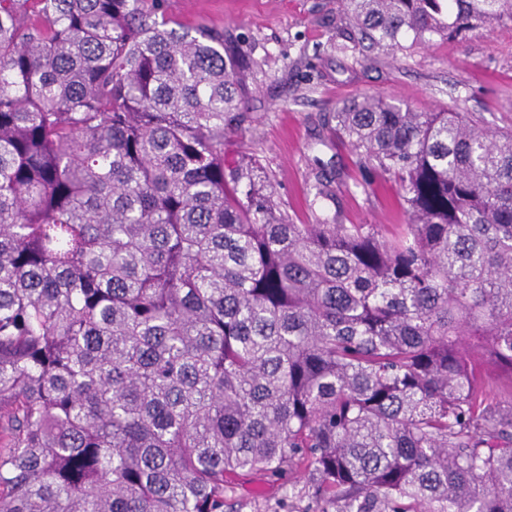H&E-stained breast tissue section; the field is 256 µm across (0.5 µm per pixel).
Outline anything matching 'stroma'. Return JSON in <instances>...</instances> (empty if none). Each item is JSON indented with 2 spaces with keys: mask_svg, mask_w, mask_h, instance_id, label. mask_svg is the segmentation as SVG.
I'll return each mask as SVG.
<instances>
[{
  "mask_svg": "<svg viewBox=\"0 0 512 512\" xmlns=\"http://www.w3.org/2000/svg\"><path fill=\"white\" fill-rule=\"evenodd\" d=\"M181 26L223 31L250 59L245 119L224 141V157L256 163L296 223L343 213L351 224H400L403 203L392 179L371 174L372 188L339 189L314 201L316 163L354 174L347 147L321 120L361 94L394 97L425 111L480 113L490 127L512 125V22L455 40L433 38L403 51H348L341 0H166ZM283 489L258 476L237 481L240 512H274Z\"/></svg>",
  "mask_w": 512,
  "mask_h": 512,
  "instance_id": "stroma-1",
  "label": "stroma"
}]
</instances>
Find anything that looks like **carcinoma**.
Returning a JSON list of instances; mask_svg holds the SVG:
<instances>
[{
    "label": "carcinoma",
    "instance_id": "cac0c4a2",
    "mask_svg": "<svg viewBox=\"0 0 512 512\" xmlns=\"http://www.w3.org/2000/svg\"><path fill=\"white\" fill-rule=\"evenodd\" d=\"M351 50L512 0H344ZM164 0H0V512H512V126L363 94L324 126L406 221L297 224L224 161L248 65ZM314 198L333 180L315 167ZM282 493L279 483L260 476L245 477L235 485V496L243 505L240 512H273Z\"/></svg>",
    "mask_w": 512,
    "mask_h": 512
}]
</instances>
